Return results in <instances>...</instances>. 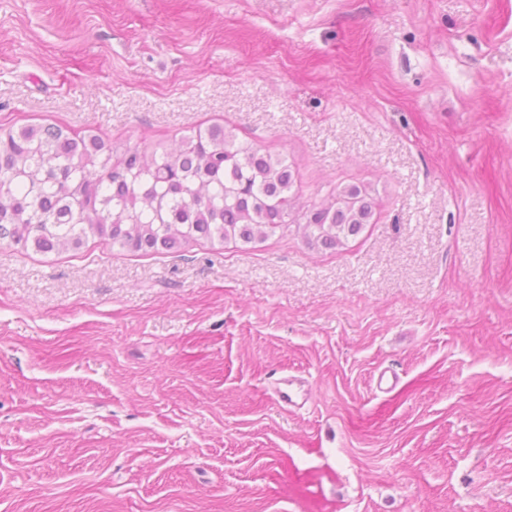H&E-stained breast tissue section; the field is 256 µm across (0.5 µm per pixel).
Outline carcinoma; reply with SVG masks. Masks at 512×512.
<instances>
[{
    "label": "carcinoma",
    "mask_w": 512,
    "mask_h": 512,
    "mask_svg": "<svg viewBox=\"0 0 512 512\" xmlns=\"http://www.w3.org/2000/svg\"><path fill=\"white\" fill-rule=\"evenodd\" d=\"M288 159L236 141L219 123L176 147L105 141L59 125L0 128V242L48 254L93 237L144 254L207 240L262 243L296 226L310 246L339 248L372 223L364 187L320 200L292 191Z\"/></svg>",
    "instance_id": "cac0c4a2"
}]
</instances>
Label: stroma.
I'll list each match as a JSON object with an SVG mask.
<instances>
[{
  "mask_svg": "<svg viewBox=\"0 0 512 512\" xmlns=\"http://www.w3.org/2000/svg\"><path fill=\"white\" fill-rule=\"evenodd\" d=\"M212 123L375 223L0 243V512H512V0H0L1 127Z\"/></svg>",
  "mask_w": 512,
  "mask_h": 512,
  "instance_id": "stroma-1",
  "label": "stroma"
}]
</instances>
